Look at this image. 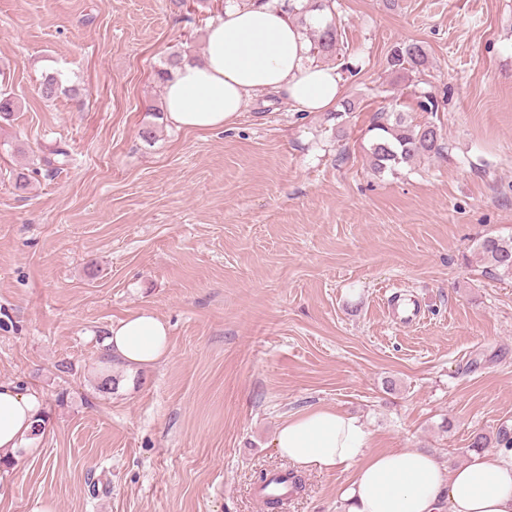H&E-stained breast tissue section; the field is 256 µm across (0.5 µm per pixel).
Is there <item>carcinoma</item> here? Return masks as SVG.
<instances>
[{"instance_id": "1", "label": "carcinoma", "mask_w": 512, "mask_h": 512, "mask_svg": "<svg viewBox=\"0 0 512 512\" xmlns=\"http://www.w3.org/2000/svg\"><path fill=\"white\" fill-rule=\"evenodd\" d=\"M325 7L323 0H309L300 10L296 4L288 5V13L301 15V27L306 31L310 42V56L314 59L331 57L337 52L339 37L335 19H326L316 25L307 22L305 13L321 11ZM393 69L406 73H423L428 66V57L422 46L409 43L393 50L390 57ZM61 90L59 79L48 75L40 87V95L49 101ZM376 134L370 145V159L377 172L394 170L408 164L416 158L426 155H440L444 151L443 137L438 126L430 121L411 124L400 112H382L373 123ZM480 260L488 264L499 276L512 278V239L498 236H486L477 244ZM495 446L512 449V430L504 426L499 428L495 437L483 432L473 435L468 446L470 451L483 450Z\"/></svg>"}]
</instances>
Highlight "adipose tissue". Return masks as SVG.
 Wrapping results in <instances>:
<instances>
[{"mask_svg":"<svg viewBox=\"0 0 512 512\" xmlns=\"http://www.w3.org/2000/svg\"><path fill=\"white\" fill-rule=\"evenodd\" d=\"M303 30L270 0H237L209 24L200 59L184 60L164 85L173 126L209 131L232 123L254 93L283 96L296 111L324 112L343 93L335 68L311 60ZM107 353L129 368L162 362L168 329L148 311L113 324ZM44 417L38 392L0 382V453L30 436ZM372 434L358 418L317 408L289 417L273 445L303 470H348L347 512H512V450L470 452L450 465L423 450L370 453Z\"/></svg>","mask_w":512,"mask_h":512,"instance_id":"obj_1","label":"adipose tissue"}]
</instances>
